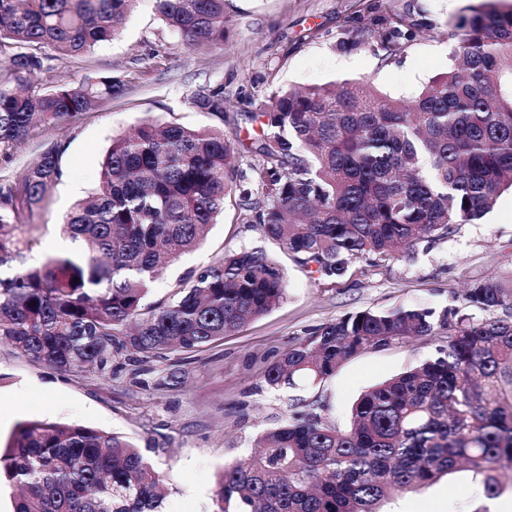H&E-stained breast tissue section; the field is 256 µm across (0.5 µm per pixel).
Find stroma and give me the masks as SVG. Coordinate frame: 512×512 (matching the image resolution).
<instances>
[{
    "label": "stroma",
    "instance_id": "stroma-1",
    "mask_svg": "<svg viewBox=\"0 0 512 512\" xmlns=\"http://www.w3.org/2000/svg\"><path fill=\"white\" fill-rule=\"evenodd\" d=\"M377 0H226L223 43L192 51L155 15L153 0H138L121 36L85 55L59 59L46 50L47 68L33 78L41 91L62 79L79 82L102 74L121 78L122 94L103 100L73 121L42 124L21 144L0 148V180L36 161L50 144H68L62 178L47 194L31 226L37 241L26 265L41 267L76 245L61 224L73 203L100 178V162L113 137L153 118L223 129L250 144L258 133L252 112L283 87L302 88L366 80L382 94L412 99L447 71L455 43L443 26L463 14L469 0H391L410 16L414 35L404 50L385 58L378 32L340 47L349 27L366 22ZM224 89V114L193 103L203 87ZM278 247L244 224L236 197L199 247L182 255L151 285L146 305L171 301L180 279L224 253ZM285 300L224 340L196 351H165L143 358L121 352L99 372L64 374L0 345V445L19 423L79 424L130 440L168 482L165 512H217L215 481L226 463L249 457L258 438L295 411H315L346 425L354 400L374 384L435 354L438 338L403 339L346 360L320 383L271 389L267 367L314 329L365 309L458 306L471 284L496 278L512 283V191L472 224L453 225L446 237L418 245L413 257L359 259L346 276L329 279L282 257ZM176 374L180 382L157 387ZM382 512H512V491L490 500L483 478L459 468L436 483L395 494Z\"/></svg>",
    "mask_w": 512,
    "mask_h": 512
}]
</instances>
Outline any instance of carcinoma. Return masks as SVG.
Masks as SVG:
<instances>
[{"instance_id":"carcinoma-1","label":"carcinoma","mask_w":512,"mask_h":512,"mask_svg":"<svg viewBox=\"0 0 512 512\" xmlns=\"http://www.w3.org/2000/svg\"><path fill=\"white\" fill-rule=\"evenodd\" d=\"M137 0H0V146L40 123L73 121L121 94L110 75L62 79L36 92L41 50L89 53L114 40ZM160 20L191 48L224 42V0H153ZM448 37L454 64L411 101L346 80L273 92L252 119L242 167L224 131L142 121L112 138L95 189L63 224L81 243L39 268L20 235L62 175L66 146L51 144L0 184V343L61 372L105 370L124 350L194 351L263 316L286 296L285 269L262 250L226 253L191 277L176 299L143 312L158 273L195 249L236 192L256 224L299 266L342 277L352 261L404 257L454 224L480 219L512 189V0L466 8ZM386 57L412 37L406 15L377 10ZM223 115L222 88L194 97ZM512 286L474 282L460 306L365 309L327 323L265 372L272 388L320 383L368 347L446 331L436 354L353 403L340 427L294 413L258 454L224 466L219 512H379L390 495L435 483L464 464L484 494L512 465ZM20 489L13 512H161L167 487L143 452L78 424L26 421L0 450V480Z\"/></svg>"}]
</instances>
